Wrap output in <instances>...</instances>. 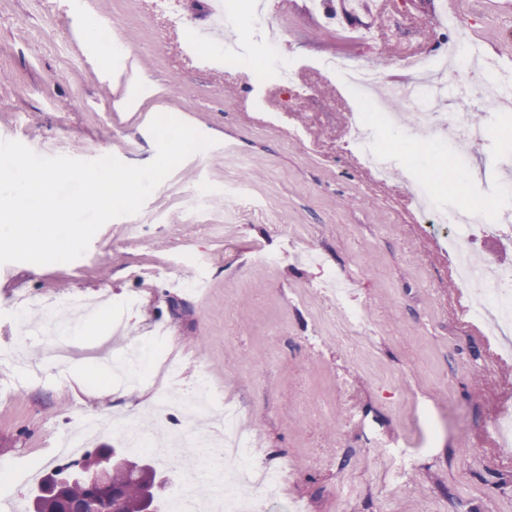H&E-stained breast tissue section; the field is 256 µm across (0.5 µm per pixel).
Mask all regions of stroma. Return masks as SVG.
Masks as SVG:
<instances>
[{
    "label": "stroma",
    "instance_id": "35a3bbf8",
    "mask_svg": "<svg viewBox=\"0 0 512 512\" xmlns=\"http://www.w3.org/2000/svg\"><path fill=\"white\" fill-rule=\"evenodd\" d=\"M211 0H0V139L37 154L131 165L156 156L152 118L216 144L182 162L133 216L108 221L70 263L0 265V464L61 459L75 418L132 416L179 399L199 376L244 410L262 459L287 478L263 512H512V453L495 418L512 410V351L468 311L441 229L417 202L455 206L439 166L460 161L466 193L498 221L493 185L512 104L480 105L454 74L443 112L480 119L455 152L406 121L372 127L391 167L376 177L347 143L372 111L324 64L398 72L406 52L480 44L512 92V10L503 0H384L382 16L338 0H222L220 68L188 34ZM110 24L114 41L93 34ZM276 50H269L270 39ZM399 73V72H398ZM351 285L350 325L332 286ZM103 299L57 372L15 321L28 300ZM189 358L176 379L118 384L112 359L159 345Z\"/></svg>",
    "mask_w": 512,
    "mask_h": 512
}]
</instances>
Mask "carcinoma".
Segmentation results:
<instances>
[{
	"label": "carcinoma",
	"mask_w": 512,
	"mask_h": 512,
	"mask_svg": "<svg viewBox=\"0 0 512 512\" xmlns=\"http://www.w3.org/2000/svg\"><path fill=\"white\" fill-rule=\"evenodd\" d=\"M83 461L107 472L112 485L121 492L123 512H158L159 492L163 482L156 481L155 469L148 463L143 464V471L147 474L144 480L112 461L110 448H100L93 454L83 456L80 461L57 467L42 480L40 487L50 493H57L71 504L83 502L85 485L77 471Z\"/></svg>",
	"instance_id": "obj_1"
}]
</instances>
